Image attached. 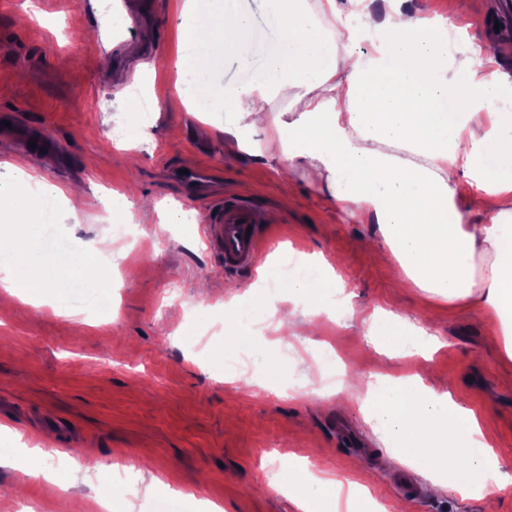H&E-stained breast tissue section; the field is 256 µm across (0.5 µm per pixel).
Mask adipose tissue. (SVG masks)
<instances>
[{
    "label": "adipose tissue",
    "mask_w": 512,
    "mask_h": 512,
    "mask_svg": "<svg viewBox=\"0 0 512 512\" xmlns=\"http://www.w3.org/2000/svg\"><path fill=\"white\" fill-rule=\"evenodd\" d=\"M278 38L249 81L224 91V154L261 159L275 172H302L327 206L377 225L380 260L402 284L484 321L512 361V113L503 111L504 73L474 69L462 48L457 85L448 69V20L417 10L385 16L338 9L336 0H265ZM175 68L189 111L207 112L212 74L251 44L249 17L232 0H183L175 12ZM371 42L373 50L361 49ZM283 109L272 110L274 101ZM56 186L17 170L0 184V202L16 216L0 243V287L70 302L110 300V282L92 276L93 252L50 248L37 214L38 194ZM307 296L314 310L331 303L338 283L325 262L301 259L291 274L268 261L250 303L252 320L273 314L269 288ZM371 339L410 361L400 377L380 374L354 402L382 426L395 453L414 467L447 476L468 493L499 469L490 420L437 392L420 357L437 341L377 309ZM300 512H371L365 485L341 484L309 461L288 473Z\"/></svg>",
    "instance_id": "ef3b65f1"
}]
</instances>
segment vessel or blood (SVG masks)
I'll use <instances>...</instances> for the list:
<instances>
[{"label":"vessel or blood","instance_id":"vessel-or-blood-1","mask_svg":"<svg viewBox=\"0 0 512 512\" xmlns=\"http://www.w3.org/2000/svg\"><path fill=\"white\" fill-rule=\"evenodd\" d=\"M261 211L238 194L225 196L211 211L204 237L211 251L219 253L228 271H254L266 235Z\"/></svg>","mask_w":512,"mask_h":512}]
</instances>
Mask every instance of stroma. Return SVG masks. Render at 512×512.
Returning <instances> with one entry per match:
<instances>
[{
  "instance_id": "stroma-1",
  "label": "stroma",
  "mask_w": 512,
  "mask_h": 512,
  "mask_svg": "<svg viewBox=\"0 0 512 512\" xmlns=\"http://www.w3.org/2000/svg\"><path fill=\"white\" fill-rule=\"evenodd\" d=\"M175 0H138L123 35L112 32L105 0H0V181L20 167L69 191L80 186L74 206L56 207L54 234L72 248L105 255L110 223L132 225L127 258H113L111 303L89 314L64 297L46 305L26 292L0 291V425L15 448L45 450V465L65 457L77 464L71 485L48 499L41 477L23 475L18 463L0 461V512H17L25 498L47 512H71L91 504L101 475H119L129 464L136 486L116 487L125 512H160L166 493H195L221 502L223 512H298L275 488L291 456L322 449L320 469L336 476L356 473L387 512H512V362L504 361L487 327L473 311L400 288L392 271L378 264L376 225L360 224L327 209L321 190L306 177L280 180L259 161L224 158V100L200 118L187 112L175 90ZM253 28V50L229 56L217 81L240 84L264 62L276 40L264 0H237ZM480 27L453 24L457 44L506 38L494 29L500 0H472ZM36 8L40 23L18 16ZM158 99L160 111L139 114L146 137L137 147L113 139L116 109L131 89ZM45 132L62 149L54 156L30 149L26 132ZM210 168L212 182L194 191L180 170ZM131 207L113 213V192ZM227 194L246 195L261 211L293 203L269 225L261 259L289 266L293 253L330 262L350 297L351 313L321 320L292 349L279 346L287 326L253 338L254 347L276 355L280 384L320 376L314 355L329 344L343 375L320 401L262 388L245 373L225 383L213 369L224 341L226 306L249 300L256 277L225 272L208 252L200 222ZM196 211V224H172L175 211ZM215 319L199 322L198 306ZM425 327L440 348L425 360L426 381L454 387L457 401L490 418L496 428L498 481L464 494L428 490L429 476L390 456L372 421L359 407L341 406L353 388H366L377 374H401L405 361L369 340L363 314L374 308ZM94 457L98 469L80 465ZM164 485L145 487L151 476Z\"/></svg>"
}]
</instances>
